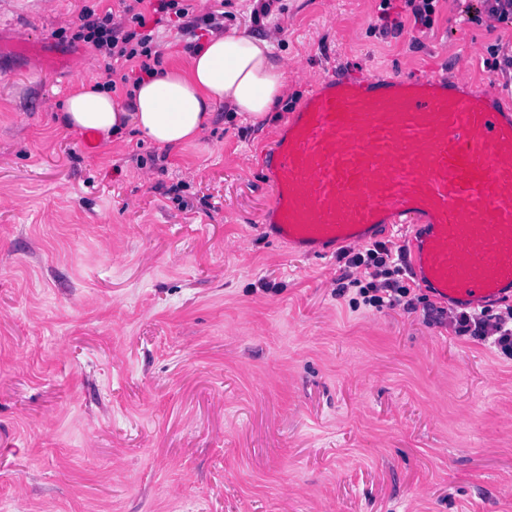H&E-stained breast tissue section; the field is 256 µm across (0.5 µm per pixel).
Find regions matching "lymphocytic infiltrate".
<instances>
[{"label":"lymphocytic infiltrate","mask_w":512,"mask_h":512,"mask_svg":"<svg viewBox=\"0 0 512 512\" xmlns=\"http://www.w3.org/2000/svg\"><path fill=\"white\" fill-rule=\"evenodd\" d=\"M121 14L96 13L84 8L71 31V43L91 46L104 59L105 86L113 90L140 82L154 74L161 64L158 25L168 23L186 36L201 39L203 34L224 26V0H214L210 11L199 13L193 0H120ZM466 23L493 32L512 29V0H478L465 7ZM345 270L336 280V293L357 292L364 306L414 307L411 290L402 285L403 253L384 242H376L357 252H345ZM456 333L480 340H492L502 352L512 354V307L491 315L461 311L451 314Z\"/></svg>","instance_id":"1"}]
</instances>
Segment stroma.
I'll list each match as a JSON object with an SVG mask.
<instances>
[{
    "instance_id": "obj_1",
    "label": "stroma",
    "mask_w": 512,
    "mask_h": 512,
    "mask_svg": "<svg viewBox=\"0 0 512 512\" xmlns=\"http://www.w3.org/2000/svg\"><path fill=\"white\" fill-rule=\"evenodd\" d=\"M381 0H224L296 73L253 123L194 145L84 147L55 112L105 82L58 33L118 0H0V512H512V355L411 310L354 308L338 254L260 226L262 168L313 80L447 74L512 31L384 32ZM56 56L42 67L14 41Z\"/></svg>"
}]
</instances>
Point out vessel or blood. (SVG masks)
<instances>
[{
  "label": "vessel or blood",
  "instance_id": "vessel-or-blood-1",
  "mask_svg": "<svg viewBox=\"0 0 512 512\" xmlns=\"http://www.w3.org/2000/svg\"><path fill=\"white\" fill-rule=\"evenodd\" d=\"M453 76L320 78L267 154L261 216L312 257L410 225L408 271L449 307L512 295V96Z\"/></svg>",
  "mask_w": 512,
  "mask_h": 512
}]
</instances>
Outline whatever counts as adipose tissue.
<instances>
[{
    "mask_svg": "<svg viewBox=\"0 0 512 512\" xmlns=\"http://www.w3.org/2000/svg\"><path fill=\"white\" fill-rule=\"evenodd\" d=\"M291 72L269 36L232 29L194 52L187 71L163 69L121 97L84 83L65 98L57 123L89 130L103 141L137 131L161 149L197 141L210 126L214 103L249 122L272 112Z\"/></svg>",
    "mask_w": 512,
    "mask_h": 512,
    "instance_id": "adipose-tissue-1",
    "label": "adipose tissue"
}]
</instances>
